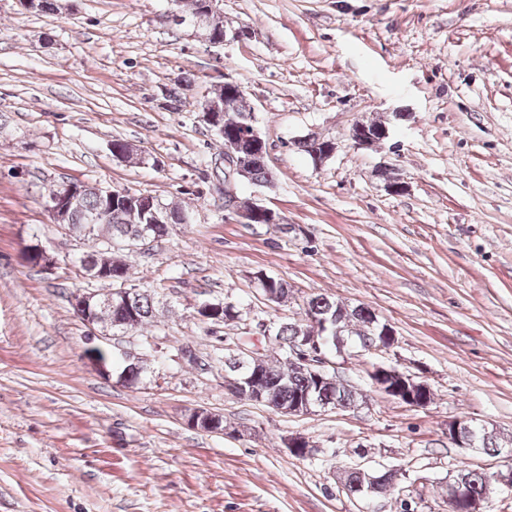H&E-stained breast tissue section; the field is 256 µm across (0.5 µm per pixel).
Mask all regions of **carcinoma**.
<instances>
[{"label": "carcinoma", "instance_id": "carcinoma-1", "mask_svg": "<svg viewBox=\"0 0 512 512\" xmlns=\"http://www.w3.org/2000/svg\"><path fill=\"white\" fill-rule=\"evenodd\" d=\"M183 18L191 22H197V27L203 29L205 40L209 43L224 37V29L211 25L204 21H198L206 6V0H183ZM222 130L216 132V141L224 143V136L236 134L240 137L249 131V113L225 112L221 117ZM251 181L260 186H271L275 181L273 172L263 158L251 157L247 160ZM81 201L77 208L69 212L66 223L61 229L71 235L83 238L88 242V255L94 264L112 268V275L119 280L101 279L99 283L106 291L97 294L102 306L97 308L98 324L110 326L118 332H137L154 323L156 317L158 292L148 287H129V291L122 297L109 301L113 295L111 288L121 287V282L130 278V267L121 254L136 252L135 246L139 244V238L143 231H148L155 241H160L169 234L167 224H145L141 220L139 211L126 205V201L136 195L145 194L138 192L134 195L124 192H116L114 200L99 193L97 187L82 183ZM156 203L169 205L167 199L156 194L145 195ZM256 288L262 295L277 294L282 298H288L289 285L281 278L258 272L254 276ZM217 307L215 317L208 319L211 324L228 325L241 319V310L232 302L217 300L210 302ZM305 313L313 312L327 321V326L319 331H314L313 326L298 322L294 319L282 321L273 327L270 340L274 348L282 353H288L299 347L306 337L323 341L329 347H336V333L334 332L333 319L341 308L337 300L325 296L315 295L306 299ZM376 314L363 305L350 307V312L341 322L343 337L346 344L355 350L367 351V345L373 343L378 337L376 332ZM224 364V373L234 380L247 375V367L243 361L235 358L231 350L224 349V355L220 356ZM112 366L120 369L119 378L123 379L130 387L136 386L142 376L147 372L146 362L141 360L137 365L122 360L112 354ZM275 405L287 404L298 396L309 394L312 397L332 405L336 408H351L363 401V394L353 386L341 381L333 385H320L314 377L303 372L299 368L285 361H268L261 377L251 383V390L244 399L252 401L257 395ZM478 452L488 456L500 454L503 448V440L496 436L487 437L478 432L474 435ZM379 477V474L361 469H349L345 475V488L352 495L360 494L361 489L370 484V479ZM489 474L481 469L466 468L463 470V483L467 494L472 497H480L485 493Z\"/></svg>", "mask_w": 512, "mask_h": 512}]
</instances>
